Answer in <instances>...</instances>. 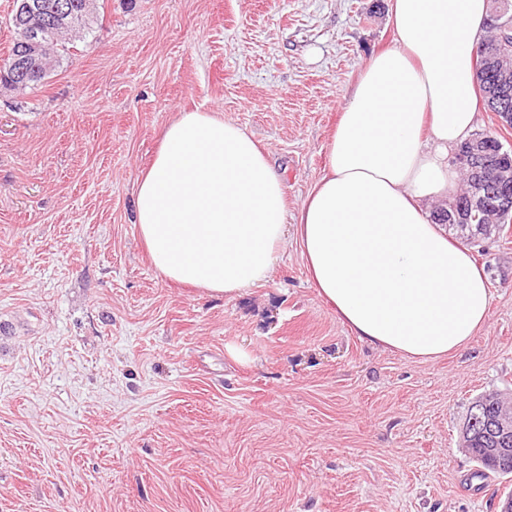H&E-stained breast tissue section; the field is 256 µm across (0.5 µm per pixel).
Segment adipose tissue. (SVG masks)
<instances>
[{
  "label": "adipose tissue",
  "mask_w": 512,
  "mask_h": 512,
  "mask_svg": "<svg viewBox=\"0 0 512 512\" xmlns=\"http://www.w3.org/2000/svg\"><path fill=\"white\" fill-rule=\"evenodd\" d=\"M487 0H391L393 47L348 90L327 167L297 214L269 154L223 113L182 112L136 178L134 222L167 280L237 296L266 280L287 238L337 319L414 361L465 348L492 296L469 245L432 221L458 189L471 135L474 50Z\"/></svg>",
  "instance_id": "ef3b65f1"
}]
</instances>
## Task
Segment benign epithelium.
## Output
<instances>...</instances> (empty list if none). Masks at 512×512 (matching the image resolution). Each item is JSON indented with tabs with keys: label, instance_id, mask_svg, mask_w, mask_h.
<instances>
[{
	"label": "benign epithelium",
	"instance_id": "benign-epithelium-1",
	"mask_svg": "<svg viewBox=\"0 0 512 512\" xmlns=\"http://www.w3.org/2000/svg\"><path fill=\"white\" fill-rule=\"evenodd\" d=\"M41 7L38 0H20L14 15V24L22 27L27 33V54L40 50L44 34L41 25ZM490 37L491 50H478L476 80L486 84L488 95L503 96L512 93V0H492ZM512 178V156L503 153L497 159L486 164L479 172L474 191L471 192V203L474 207L485 211L484 221L475 226L467 222L466 217L458 216L453 228L460 239L475 241L478 236L487 237L492 227L500 224L503 212L512 209L508 202L509 185L506 181ZM505 181L502 185L503 199L500 203L490 205L486 202L480 187L488 180Z\"/></svg>",
	"mask_w": 512,
	"mask_h": 512
}]
</instances>
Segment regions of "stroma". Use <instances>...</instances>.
Instances as JSON below:
<instances>
[{
    "instance_id": "1",
    "label": "stroma",
    "mask_w": 512,
    "mask_h": 512,
    "mask_svg": "<svg viewBox=\"0 0 512 512\" xmlns=\"http://www.w3.org/2000/svg\"><path fill=\"white\" fill-rule=\"evenodd\" d=\"M388 0H97L48 77L0 89V512H497L459 446L512 397V230L487 321L420 362L361 341L296 241L235 298L172 284L133 224L169 119L223 112L296 211Z\"/></svg>"
}]
</instances>
